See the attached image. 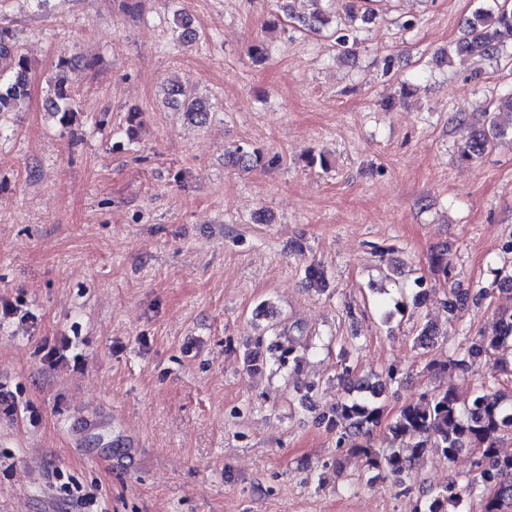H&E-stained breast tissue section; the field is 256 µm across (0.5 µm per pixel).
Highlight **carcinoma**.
<instances>
[{
  "label": "carcinoma",
  "instance_id": "obj_1",
  "mask_svg": "<svg viewBox=\"0 0 512 512\" xmlns=\"http://www.w3.org/2000/svg\"><path fill=\"white\" fill-rule=\"evenodd\" d=\"M315 5L307 16L297 20L308 29L318 31L331 23L330 16L319 7L321 0H309ZM512 40V5L502 2L497 8L478 9L468 24V37L457 47V53L478 52L495 58L506 40ZM30 68L25 56L18 53L9 30L0 28V114L22 105L29 97ZM51 114L59 117L64 128L73 125L76 110L73 96L64 79L53 85ZM168 100L184 108L186 115L205 121L206 107L194 95L178 85L168 90ZM512 132V91L504 93L488 113L485 123L469 135L460 148L458 158L469 162L481 156L495 140ZM491 287L485 295L497 288L503 305L496 313L490 329L465 331L464 343L448 356L441 369L468 370L477 360H489L500 368L506 382L512 385V272L508 262L490 269ZM426 295L425 282L418 279L410 294L394 300L384 312L385 322L408 309H417ZM438 328L429 323L419 324L414 344L426 349L435 344ZM279 337L288 345H280L278 361L281 364L298 361L296 351L302 347L303 337L294 336L285 326ZM400 370L390 368L371 381L358 383L359 394L336 403L324 411L320 424L336 433V448L345 447L364 458L366 485L380 477L391 478L397 486L411 489L415 463L428 452L451 462L461 452L473 456L471 474L463 479L448 480V484L431 493L417 506L416 512H448L458 509L464 497L476 496L481 501V512H512V456L499 450L501 438L512 435V392L505 391L504 383L483 384L470 397H461L448 387L404 404L398 412L386 415L383 395L397 382ZM386 423V435L381 442L372 437L374 429Z\"/></svg>",
  "mask_w": 512,
  "mask_h": 512
}]
</instances>
